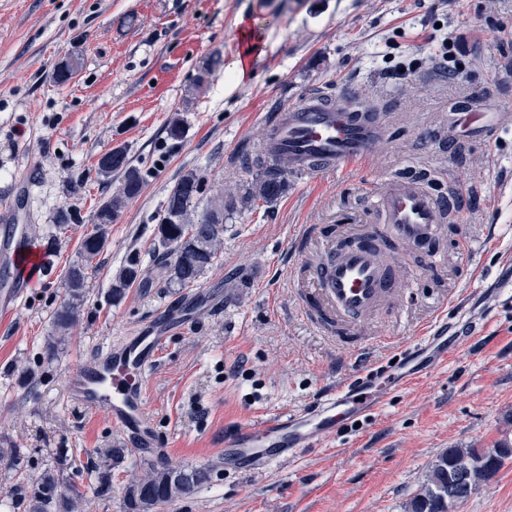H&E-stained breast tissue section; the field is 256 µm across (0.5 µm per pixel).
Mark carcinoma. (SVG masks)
<instances>
[{"mask_svg": "<svg viewBox=\"0 0 512 512\" xmlns=\"http://www.w3.org/2000/svg\"><path fill=\"white\" fill-rule=\"evenodd\" d=\"M80 60L66 58L56 69L59 84L69 82L80 70ZM110 166L97 165V174L109 178L116 173L121 183L112 197L102 204L93 219L94 228L83 237L82 261L72 264L66 274L68 299L54 310L51 323L62 334L74 321L78 303L92 261L103 251L107 225L114 222L126 203L137 197L145 183V173L131 164L126 150L111 151ZM259 173L240 197L241 208L253 210L259 204H271L288 189V159L274 164L257 156L253 160ZM204 195L203 179L194 172L184 174L171 188L157 225L152 249V266L157 278L167 286L192 288L220 257L224 246V198L213 196L198 208ZM140 260L132 257L115 277L110 288L113 301H121L134 284L148 288L154 279L141 273ZM512 458V445H500L494 451L485 448H450L432 464L420 491L411 499L407 512H449L466 501L481 485L500 471L504 460ZM207 480L204 470L172 469L150 465L143 477L131 485L132 508L136 512L153 509L173 499L192 494ZM25 512H76L82 493L64 477V469L47 468L36 477L23 475Z\"/></svg>", "mask_w": 512, "mask_h": 512, "instance_id": "carcinoma-1", "label": "carcinoma"}]
</instances>
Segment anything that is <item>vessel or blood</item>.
I'll use <instances>...</instances> for the list:
<instances>
[{"label":"vessel or blood","mask_w":512,"mask_h":512,"mask_svg":"<svg viewBox=\"0 0 512 512\" xmlns=\"http://www.w3.org/2000/svg\"><path fill=\"white\" fill-rule=\"evenodd\" d=\"M198 47V37L190 33L169 49L168 62L151 75L157 91L169 90L182 81V62ZM265 124L259 152L271 162L288 158L291 174L305 178L363 155L384 131L380 114L333 107L315 93L299 103L284 105L268 116ZM453 208L451 198L436 196L418 181L397 176L373 205L380 223L342 229L324 249L312 248L310 228L301 227L293 242L295 265L307 270L310 285L299 291V308L317 329L333 336L337 346L351 351L360 378L328 389L311 408L271 412L258 423L226 433L225 469L246 473L288 461L302 449L316 447L325 434L371 410L377 388L395 385L394 376L377 377L363 355V345L353 343L351 336L362 323L391 308L405 294L410 276L400 247L421 251L427 259L434 257V243L447 211ZM10 259L17 272L4 291L18 297L27 286L28 272L38 268L41 259L31 246L13 249ZM199 305V300L191 297L178 311L159 312L135 335L86 360L72 380L73 398L105 415L138 454H148L159 445L147 412L145 374L171 332L192 324ZM447 310H438L416 337L414 352L434 348L438 355L424 365L413 366V373L428 372L447 362L448 348L440 343L448 333Z\"/></svg>","instance_id":"obj_1"}]
</instances>
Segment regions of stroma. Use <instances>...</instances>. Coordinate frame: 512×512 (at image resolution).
Returning a JSON list of instances; mask_svg holds the SVG:
<instances>
[{"mask_svg":"<svg viewBox=\"0 0 512 512\" xmlns=\"http://www.w3.org/2000/svg\"><path fill=\"white\" fill-rule=\"evenodd\" d=\"M264 44L252 75L233 92L229 65L240 52L237 21ZM512 0H0V229L39 248L42 269L9 311L0 310V446L18 447L21 469L0 466V494L19 472L65 462L84 493L78 512H132L129 486L148 459L109 419L69 398L80 363L127 335L189 289L109 290L131 256L151 269L155 229L168 192L186 172L207 194H224V253L197 288L210 303L196 325L174 331L145 379L148 413L164 445L154 462L210 474L188 497L155 512H406L437 456L461 446L512 444ZM194 30L201 47L181 83L162 96L148 79L165 48ZM455 40L461 71L448 76L432 54ZM81 68L57 84L65 58ZM213 65L203 89L193 81ZM355 96L379 112L386 131L350 165L307 181L289 179L273 205L241 209L256 169L265 115L307 93ZM482 107L501 128L483 140L454 126ZM184 121L181 140L167 122ZM124 146L147 178L107 227L80 316L57 339L51 314L66 295L92 217L116 178L96 174L100 156ZM428 176L433 194L454 195L438 256L411 278V297L365 325L367 357L390 367L449 289L468 293L449 333L481 320V334L448 362L384 393L359 425L326 435L285 463L224 471V434L271 411H296L352 379L350 353L298 313L293 238L318 241L336 225L370 223L373 195L393 175ZM80 214L57 228L59 210ZM468 237L473 259L459 251ZM383 336L394 345L380 344ZM112 469V492L93 493L95 468ZM455 512H512V466L481 485Z\"/></svg>","mask_w":512,"mask_h":512,"instance_id":"stroma-1","label":"stroma"}]
</instances>
